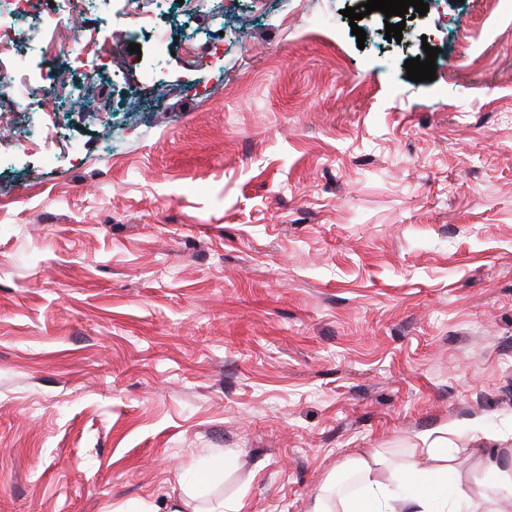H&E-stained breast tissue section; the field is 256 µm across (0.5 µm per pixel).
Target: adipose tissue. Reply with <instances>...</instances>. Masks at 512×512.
Masks as SVG:
<instances>
[{
  "label": "adipose tissue",
  "mask_w": 512,
  "mask_h": 512,
  "mask_svg": "<svg viewBox=\"0 0 512 512\" xmlns=\"http://www.w3.org/2000/svg\"><path fill=\"white\" fill-rule=\"evenodd\" d=\"M440 459L438 449H413L399 474L403 491L396 495L381 478V458L375 454L359 458V492L339 498L341 512H489L486 493L464 483L448 486V468Z\"/></svg>",
  "instance_id": "obj_1"
}]
</instances>
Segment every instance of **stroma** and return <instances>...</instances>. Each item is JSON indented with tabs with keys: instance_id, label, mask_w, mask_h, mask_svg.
<instances>
[{
	"instance_id": "1",
	"label": "stroma",
	"mask_w": 512,
	"mask_h": 512,
	"mask_svg": "<svg viewBox=\"0 0 512 512\" xmlns=\"http://www.w3.org/2000/svg\"><path fill=\"white\" fill-rule=\"evenodd\" d=\"M61 2L0 56V512H168L203 474L201 512H306L426 443L452 483L512 466V0H427L398 43L362 0H97L58 32ZM106 26L45 133L42 48Z\"/></svg>"
}]
</instances>
